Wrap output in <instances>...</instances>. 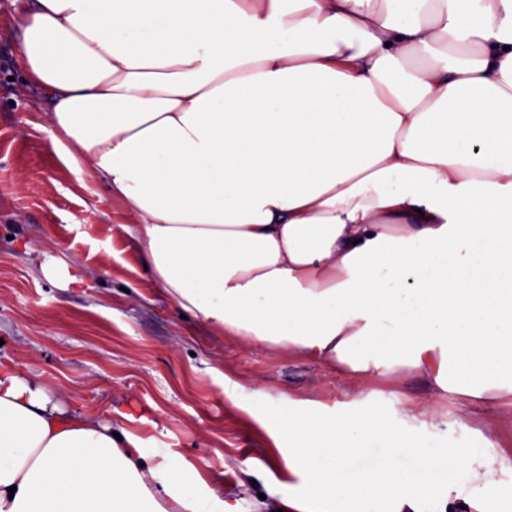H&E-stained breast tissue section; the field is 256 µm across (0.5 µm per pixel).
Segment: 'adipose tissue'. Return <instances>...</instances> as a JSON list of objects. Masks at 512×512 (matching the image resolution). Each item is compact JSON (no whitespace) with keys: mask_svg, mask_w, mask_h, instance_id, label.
I'll return each mask as SVG.
<instances>
[{"mask_svg":"<svg viewBox=\"0 0 512 512\" xmlns=\"http://www.w3.org/2000/svg\"><path fill=\"white\" fill-rule=\"evenodd\" d=\"M12 6L55 149L133 217L155 288L353 376L336 414L281 413L274 508L512 512V457L471 418L512 396V0ZM397 371L435 387L403 423L362 391ZM132 419L0 357V512H224Z\"/></svg>","mask_w":512,"mask_h":512,"instance_id":"ef3b65f1","label":"adipose tissue"}]
</instances>
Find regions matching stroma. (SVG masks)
Wrapping results in <instances>:
<instances>
[{
    "label": "stroma",
    "instance_id": "stroma-1",
    "mask_svg": "<svg viewBox=\"0 0 512 512\" xmlns=\"http://www.w3.org/2000/svg\"><path fill=\"white\" fill-rule=\"evenodd\" d=\"M11 0H0V355L56 397L133 413L135 430L190 462L236 512H268L286 479L270 438L288 399L334 407L350 377L288 353L212 335L155 290L130 218L89 171L55 150L15 56ZM393 416L433 392L420 374L368 382ZM256 473L247 482L244 470Z\"/></svg>",
    "mask_w": 512,
    "mask_h": 512
}]
</instances>
